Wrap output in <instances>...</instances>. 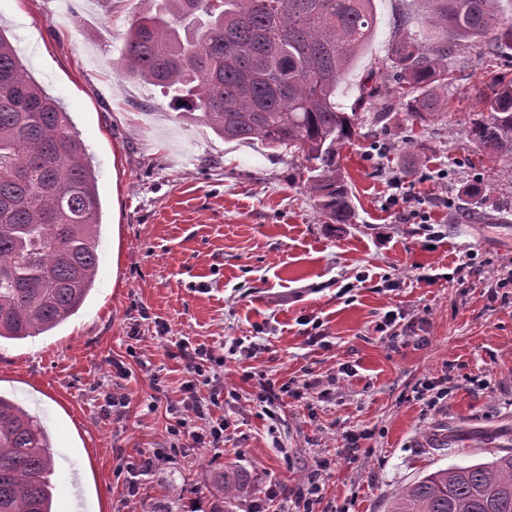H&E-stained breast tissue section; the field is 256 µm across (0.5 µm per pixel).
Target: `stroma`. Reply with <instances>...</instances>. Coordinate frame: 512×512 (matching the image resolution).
I'll return each mask as SVG.
<instances>
[{
	"label": "stroma",
	"instance_id": "35a3bbf8",
	"mask_svg": "<svg viewBox=\"0 0 512 512\" xmlns=\"http://www.w3.org/2000/svg\"><path fill=\"white\" fill-rule=\"evenodd\" d=\"M68 2L61 22L58 0H0V29L68 112L102 203L91 300L43 336L0 344V392L48 428L57 469L79 470L56 512H222L224 472L255 492L294 488L322 458L315 512H388L421 475L512 448V288L495 285L512 260V159H488L467 135L485 75L506 58L458 53L447 112L412 121L388 89H360L394 66L396 23L431 35L425 0H374V39L336 93L358 111L341 154L353 218L329 224L298 157L224 141L125 77L141 0ZM177 338L235 350L212 409L232 421L221 447L180 448L167 430L186 379ZM246 371L290 392L315 377L322 394L289 393L270 418ZM440 380L439 404L416 400ZM116 382L128 397L118 417L103 410ZM352 430L368 434L355 451ZM158 448L166 459L127 497L120 467Z\"/></svg>",
	"mask_w": 512,
	"mask_h": 512
}]
</instances>
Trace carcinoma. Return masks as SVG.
Instances as JSON below:
<instances>
[{"label": "carcinoma", "mask_w": 512, "mask_h": 512, "mask_svg": "<svg viewBox=\"0 0 512 512\" xmlns=\"http://www.w3.org/2000/svg\"><path fill=\"white\" fill-rule=\"evenodd\" d=\"M374 0H162L126 34V77L157 86L171 103L226 141L285 149L305 162L307 188L333 224L351 221L340 152L357 112L336 90L370 44ZM440 40L396 41L399 70L379 74L426 123L447 111L448 60L467 48L512 50V18L499 0H427ZM470 140L512 158V73L478 91ZM98 178L68 112L31 75L0 29V340H25L75 315L95 287ZM41 421L0 393V512H52L54 459ZM227 507L249 484L223 476ZM389 512H512V448L488 462L439 468L402 489Z\"/></svg>", "instance_id": "obj_1"}]
</instances>
